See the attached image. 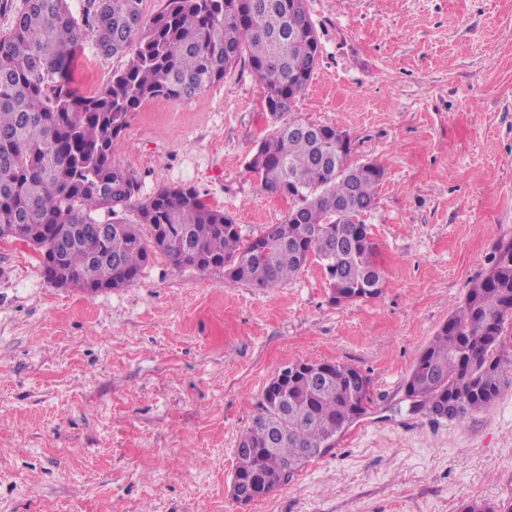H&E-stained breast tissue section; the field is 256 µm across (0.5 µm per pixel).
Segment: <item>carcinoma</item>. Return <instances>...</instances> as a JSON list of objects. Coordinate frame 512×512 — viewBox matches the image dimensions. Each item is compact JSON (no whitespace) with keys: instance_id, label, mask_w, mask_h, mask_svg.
<instances>
[{"instance_id":"cac0c4a2","label":"carcinoma","mask_w":512,"mask_h":512,"mask_svg":"<svg viewBox=\"0 0 512 512\" xmlns=\"http://www.w3.org/2000/svg\"><path fill=\"white\" fill-rule=\"evenodd\" d=\"M141 0H87L79 22L69 0H0L14 11L0 33V237L38 252L51 283L126 288L151 256L180 268L224 272L232 283L273 288L320 261L329 288L351 301L383 282L376 247L355 236L375 208L384 168L351 179V144L331 127L292 117L320 50L305 4L294 0H163L150 19ZM87 38L125 66L95 95L69 84L71 48ZM245 63L278 124L248 168L295 217L247 239L234 218L192 186L141 185L114 161L129 118L151 99H189ZM512 331V241L497 244L488 273L416 358L404 384L415 409L461 422L491 409L512 371L501 337ZM237 447L253 448L235 472L277 490L285 472L328 453L373 402L371 380L346 364L297 362L276 375Z\"/></svg>"}]
</instances>
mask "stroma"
Here are the masks:
<instances>
[{"label":"stroma","instance_id":"35a3bbf8","mask_svg":"<svg viewBox=\"0 0 512 512\" xmlns=\"http://www.w3.org/2000/svg\"><path fill=\"white\" fill-rule=\"evenodd\" d=\"M320 58L295 117L345 129L385 169L364 221L381 293L335 303L310 263L274 288L152 257L119 290L59 288L37 253L0 245V512H459L512 503V384L465 421L413 412L404 382L512 240V0H306ZM125 57L93 40L70 86L109 84ZM246 66L187 100L135 112L115 161L142 196L195 187L244 237L288 199L248 169L270 133ZM340 362L373 403L334 449L240 507V433L284 366Z\"/></svg>","mask_w":512,"mask_h":512}]
</instances>
